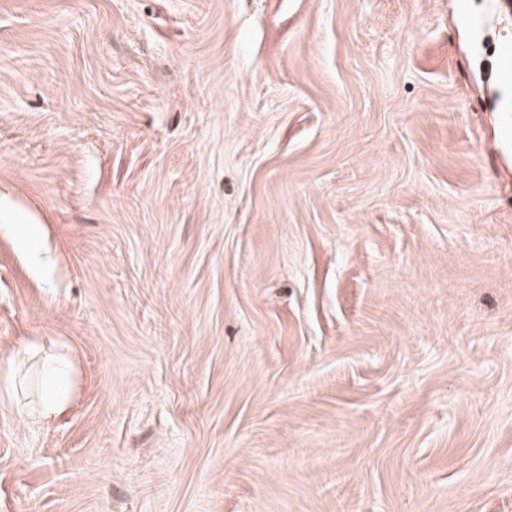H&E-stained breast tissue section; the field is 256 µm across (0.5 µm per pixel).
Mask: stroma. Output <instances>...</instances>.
I'll list each match as a JSON object with an SVG mask.
<instances>
[{"mask_svg":"<svg viewBox=\"0 0 512 512\" xmlns=\"http://www.w3.org/2000/svg\"><path fill=\"white\" fill-rule=\"evenodd\" d=\"M490 0H0V512H512ZM34 346L32 344H26L18 346L13 349L11 356L6 359H1L0 364V391L5 396H9L11 388L14 382V368L15 364L21 363L28 358L33 352ZM43 367L46 376L56 384L43 395L36 419L43 423H49L56 418L65 403L66 377L69 366L65 359L51 356L45 358Z\"/></svg>","mask_w":512,"mask_h":512,"instance_id":"stroma-1","label":"stroma"}]
</instances>
